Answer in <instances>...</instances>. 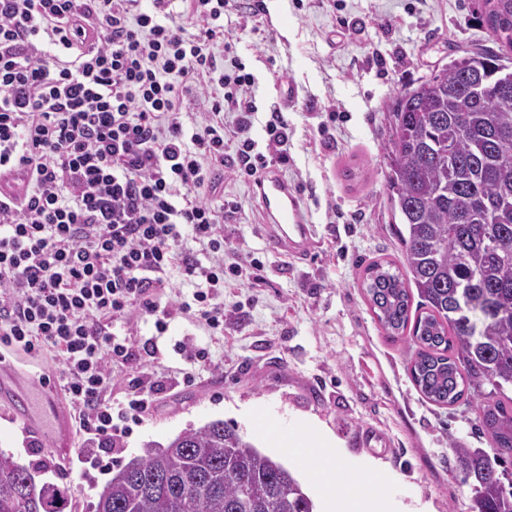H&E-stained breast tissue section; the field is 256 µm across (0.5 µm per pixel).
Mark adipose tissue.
<instances>
[{"mask_svg": "<svg viewBox=\"0 0 512 512\" xmlns=\"http://www.w3.org/2000/svg\"><path fill=\"white\" fill-rule=\"evenodd\" d=\"M252 429L267 447L279 450L289 463L314 481L323 502V512H384L381 491L385 476L350 470L335 439L318 434L310 427L282 430L263 415L254 417ZM337 482L349 486L347 497L339 499L330 494V485Z\"/></svg>", "mask_w": 512, "mask_h": 512, "instance_id": "obj_1", "label": "adipose tissue"}]
</instances>
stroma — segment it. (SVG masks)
<instances>
[{"instance_id": "obj_1", "label": "stroma", "mask_w": 512, "mask_h": 512, "mask_svg": "<svg viewBox=\"0 0 512 512\" xmlns=\"http://www.w3.org/2000/svg\"><path fill=\"white\" fill-rule=\"evenodd\" d=\"M267 0L257 28L237 35V53L258 81L259 114L251 131L264 144L270 106L288 114L291 135L282 174L302 197L311 226L312 256L273 248L251 183L224 180V198L240 220L224 226V245L263 263L257 277L224 291V333L206 335L180 317L157 341L159 360L142 365L165 379L152 416L117 440L111 451L88 453L76 421L58 429L38 398L57 400L61 366L54 355L5 352L27 373L30 410L41 421L36 445L0 427V449L26 464H43L41 480L69 487L73 512H95L99 494L145 443L167 442L213 420L252 440L250 416L265 413L286 426L303 420L333 435L351 467L388 476L386 512H469L471 488L461 483L449 439L490 449L476 399L452 406L428 402L408 366L416 347L387 337L361 287L374 261L399 262L400 226L385 189L383 143L387 113L406 88L467 52L499 51L483 26L481 0ZM501 51V50H500ZM344 120L334 143L317 136L329 107ZM204 347L193 382L174 386L184 369L175 341Z\"/></svg>"}]
</instances>
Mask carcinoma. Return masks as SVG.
<instances>
[{
    "mask_svg": "<svg viewBox=\"0 0 512 512\" xmlns=\"http://www.w3.org/2000/svg\"><path fill=\"white\" fill-rule=\"evenodd\" d=\"M482 23L512 49V0H483ZM493 52L467 54L401 92L389 115L385 186L399 217L402 268L373 261L362 286L393 340L411 330V378L448 406L473 390L494 454L450 442L472 483L470 512H512V93ZM411 280L427 311L410 320ZM490 385L489 392L482 391ZM0 450V512H66L69 489L29 481ZM96 512H314L300 482L222 420L148 442L112 475Z\"/></svg>",
    "mask_w": 512,
    "mask_h": 512,
    "instance_id": "obj_1",
    "label": "carcinoma"
}]
</instances>
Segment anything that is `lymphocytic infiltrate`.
<instances>
[{"label": "lymphocytic infiltrate", "instance_id": "1", "mask_svg": "<svg viewBox=\"0 0 512 512\" xmlns=\"http://www.w3.org/2000/svg\"><path fill=\"white\" fill-rule=\"evenodd\" d=\"M266 11L265 0H0V174L28 180L24 195L0 194V345L60 353L89 447L153 411L145 370L112 403L113 366L138 360L113 322L134 314L161 337L188 315L218 335L226 281L262 268L225 249L239 207L219 185L223 172L254 183L288 162L281 109L265 148L250 136L256 78L234 42ZM190 92L202 111H184ZM173 268L193 291L163 306Z\"/></svg>", "mask_w": 512, "mask_h": 512}]
</instances>
